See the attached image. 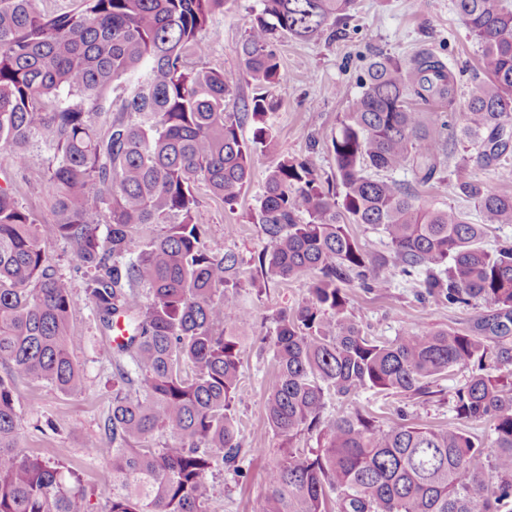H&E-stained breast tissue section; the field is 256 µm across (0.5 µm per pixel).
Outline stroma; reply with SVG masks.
<instances>
[{
	"instance_id": "1",
	"label": "stroma",
	"mask_w": 512,
	"mask_h": 512,
	"mask_svg": "<svg viewBox=\"0 0 512 512\" xmlns=\"http://www.w3.org/2000/svg\"><path fill=\"white\" fill-rule=\"evenodd\" d=\"M261 0H224L210 26L220 36L210 39L205 56H188V67L207 66L236 76L237 104L250 102L254 86L241 76L239 49ZM286 81L272 94L279 103L270 121L276 135V150L256 156L252 182L234 206L212 198L199 189V221L207 243L216 250L233 249L245 264L242 269L241 302L251 315L249 336L242 346V380L235 399L242 454L239 472L222 468L208 470L204 483L208 491V512H253L264 495L268 471L280 459L279 438L265 417L267 388L275 374L271 349L274 315L290 309L308 297L310 276L290 280L262 281L252 262L267 240L259 225L248 223L246 215L256 208L262 194L266 171L277 157L288 155L313 165L323 180L334 181L336 165L332 139L351 99L360 91V80L369 63L379 55L410 60L427 50L437 55L457 79L460 96H467L480 73V47L471 40L456 15L452 0H356L346 25L326 28L310 40L285 37L275 41ZM459 117L449 122L448 169L467 168L469 176L488 188L512 194V176L497 173L477 163L475 151L465 149L456 134ZM385 293H367L358 285L346 286L348 309L370 336L391 341L405 327L424 331L454 328L475 332L478 322L495 315L493 305L478 303L459 307L418 296L417 282L393 275ZM73 330L83 343L74 357L83 373L81 389L72 394L59 392L43 380L18 378L14 381L16 408L21 416L20 446L29 454L62 462L74 471L82 490L84 512H108L101 490L111 478L105 458L90 459L86 445L104 434V421L112 406V364L101 347V332L90 306L76 310ZM465 381L461 371L451 372L432 385L425 397H384L362 391L347 400L326 399L324 419H333L354 406L370 410L379 424L396 418V408H405L409 421L433 427L457 425L450 393ZM53 428H46L45 420Z\"/></svg>"
}]
</instances>
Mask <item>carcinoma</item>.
<instances>
[{"label": "carcinoma", "instance_id": "cac0c4a2", "mask_svg": "<svg viewBox=\"0 0 512 512\" xmlns=\"http://www.w3.org/2000/svg\"><path fill=\"white\" fill-rule=\"evenodd\" d=\"M37 2L0 0V147L24 183L52 195V227L77 262L83 295L48 257L40 225L1 169L0 363L10 374L0 376V512H80L61 468L19 448L12 385L27 377L64 394L80 389L73 351L82 337L70 320L84 301L112 360V411L104 437L88 443L89 454L111 464L109 512H207L205 473L239 471L234 400L250 312L239 300L244 260L208 245L197 189L237 202L254 156L274 146L268 116L279 104L267 89L286 79L275 36L310 39L344 20L354 0H262L239 54L243 76L265 92L242 112L232 109V75L185 65L187 54L205 55L201 32L224 0H79L59 14ZM453 4L481 47L484 75L463 104L459 137L477 148L482 166L506 170L512 5ZM413 97L451 110L456 79L429 52L408 64L378 56L332 140L341 195L310 163L283 156L248 216L267 239L255 258L265 279L313 275L309 298L275 318L278 372L265 414L282 457L257 512H512V370L502 372L512 365V244L484 246L489 225L512 224V195L455 170L453 187L474 201L478 223L454 206L419 203L391 177L409 170L421 185L445 180L448 121L412 108ZM350 224L373 226L389 255L365 252ZM385 267L424 275L423 299L497 306L491 335L406 328L383 342L365 334L342 285L383 292L391 287ZM118 325L126 336L113 346ZM460 369L468 377L452 393L454 411L488 425L492 455L465 428L410 423L402 410L387 426L363 407L323 419L331 393L427 396ZM165 431L170 439L150 447ZM313 432L318 447L299 450L297 437Z\"/></svg>", "mask_w": 512, "mask_h": 512}]
</instances>
